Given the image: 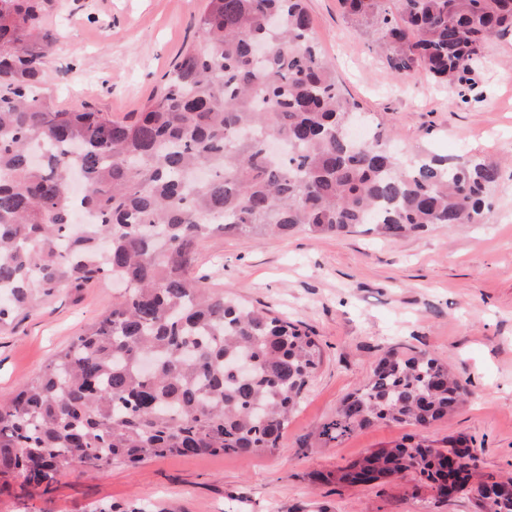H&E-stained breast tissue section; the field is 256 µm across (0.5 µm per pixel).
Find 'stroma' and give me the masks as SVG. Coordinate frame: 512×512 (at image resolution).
I'll use <instances>...</instances> for the list:
<instances>
[{
	"label": "stroma",
	"mask_w": 512,
	"mask_h": 512,
	"mask_svg": "<svg viewBox=\"0 0 512 512\" xmlns=\"http://www.w3.org/2000/svg\"><path fill=\"white\" fill-rule=\"evenodd\" d=\"M203 0H53L45 93L68 110L113 118L140 111L197 37ZM345 93L387 122L400 154L467 153L499 163L480 224H440L398 242L352 233L299 232L247 240L214 236L197 247L211 289L315 331L322 363L271 454L170 455L131 468L80 467L50 487L0 478V512H475L466 494L441 499L416 474L365 485L315 482L368 451L415 434L379 422L327 444L321 425L368 382L392 347L452 361L467 405L435 422L429 440L473 438L478 472L512 479V36L492 41L462 102L426 72L389 68L374 26L340 0H305ZM119 289L105 280L41 298L0 326V403L37 376L107 312Z\"/></svg>",
	"instance_id": "stroma-1"
}]
</instances>
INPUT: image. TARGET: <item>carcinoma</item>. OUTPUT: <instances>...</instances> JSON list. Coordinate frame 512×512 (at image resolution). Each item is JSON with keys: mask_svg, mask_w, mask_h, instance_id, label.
I'll return each mask as SVG.
<instances>
[{"mask_svg": "<svg viewBox=\"0 0 512 512\" xmlns=\"http://www.w3.org/2000/svg\"><path fill=\"white\" fill-rule=\"evenodd\" d=\"M51 0H0V325L41 297L110 278L112 308L0 405V475L51 485L81 465L168 455L272 452L321 363L315 334L238 303L196 271L213 234L396 241L479 224L499 168L465 154L403 163L360 112L314 37L302 0H205L197 41L143 111L62 110L40 96ZM372 20L390 69L422 68L468 101L512 0H342ZM78 209L95 221L74 223ZM461 374L425 351L387 350L318 437L381 422L419 430L316 479L366 484L414 472L439 497L512 512L505 481L475 473L471 440L424 432L456 411Z\"/></svg>", "mask_w": 512, "mask_h": 512, "instance_id": "1", "label": "carcinoma"}]
</instances>
